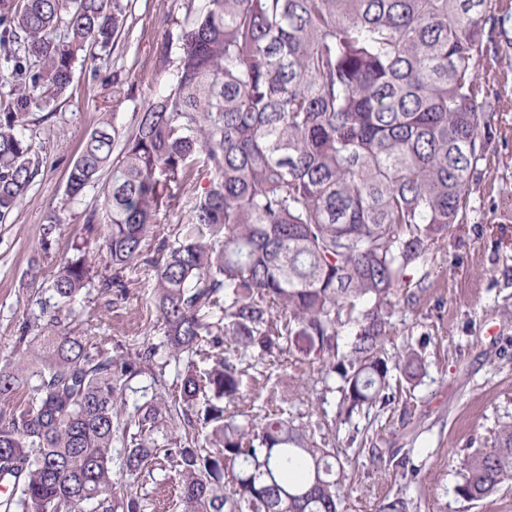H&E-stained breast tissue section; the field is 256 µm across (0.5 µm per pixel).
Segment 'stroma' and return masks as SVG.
<instances>
[{
	"label": "stroma",
	"instance_id": "1",
	"mask_svg": "<svg viewBox=\"0 0 512 512\" xmlns=\"http://www.w3.org/2000/svg\"><path fill=\"white\" fill-rule=\"evenodd\" d=\"M183 0H131L130 30L114 51L77 62L72 97L50 120L33 125L40 146V174L8 223L0 224V367L17 365L24 347L21 326L37 314L44 281L70 257L82 228L81 215L94 208L96 194L65 205L72 162L98 123L129 122L134 105L162 87L152 79L167 38V16H180ZM478 74L481 101L496 107L498 132L472 186L463 223L450 228L444 251L430 269L426 288L414 305L401 307L386 344L424 343L427 373L420 383L397 393L375 420L356 425L336 422L338 393L325 390L319 362L295 352L271 350L263 360L235 351L223 332H213L193 363L158 355L134 378L119 409L121 419L158 394L178 396L188 368L204 372L224 357L245 371L249 395L231 405L232 413L253 424L288 409L299 417L328 420L327 442L344 447L354 427L366 430L367 444L412 449L420 472L407 481L391 466L348 469V512H374L385 497L404 493L409 512H512V487L469 502L456 493L461 458L490 443L499 426L512 423V57L488 54ZM61 219L52 234L44 225L50 207ZM86 335L91 354L135 359L146 345L163 342L157 320L152 276L145 267L127 273L123 291L105 293L91 286L60 311ZM124 445L114 441L112 471L130 483L141 512H178V475L153 463L135 472L122 466Z\"/></svg>",
	"mask_w": 512,
	"mask_h": 512
}]
</instances>
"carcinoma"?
Returning a JSON list of instances; mask_svg holds the SVG:
<instances>
[{
  "label": "carcinoma",
  "instance_id": "cac0c4a2",
  "mask_svg": "<svg viewBox=\"0 0 512 512\" xmlns=\"http://www.w3.org/2000/svg\"><path fill=\"white\" fill-rule=\"evenodd\" d=\"M491 0H186L166 19L160 58L168 83L134 106L129 124L100 123L69 170L66 201H81L106 177L100 208L85 211L86 236L48 281L60 303L98 283L125 287L126 270L153 268L164 346L192 360L212 328L257 351L297 350L321 363L325 389L340 394L337 417L384 408L391 380L426 372L408 343L385 344L399 294L423 290L448 230L464 223L478 164L492 142L496 109L478 97L488 45H512ZM129 0H0V223L40 170L30 122L51 119L87 52L117 45ZM202 190L181 204L195 176ZM185 210L175 245L144 258L147 226ZM108 262L88 245L99 223ZM22 326L37 376L23 408L0 411V512H140L112 477V443L134 472L161 453L180 477V512H346L348 449L329 448L288 411L260 428L227 415L245 398L244 371L226 358L190 370L181 396L151 398L121 421L117 404L141 364L87 352L85 337L39 300ZM26 377L0 368V399ZM184 431L162 448L161 425ZM210 426L211 447L196 445ZM388 461L411 473L410 456ZM457 494L480 501L512 483V423L491 445L467 453ZM401 493L376 512H408Z\"/></svg>",
  "mask_w": 512,
  "mask_h": 512
}]
</instances>
